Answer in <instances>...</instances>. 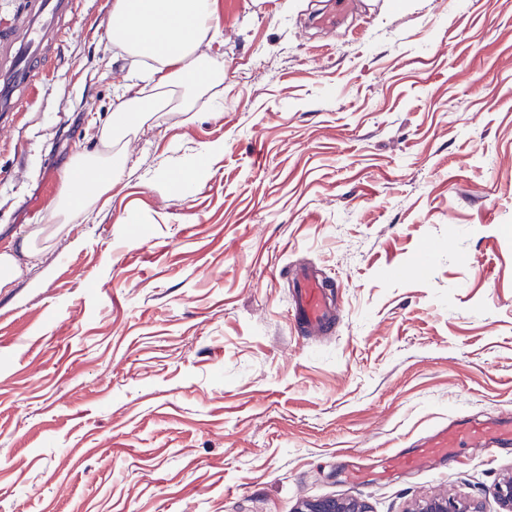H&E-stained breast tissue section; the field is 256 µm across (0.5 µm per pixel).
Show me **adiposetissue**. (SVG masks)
Segmentation results:
<instances>
[{
    "label": "adipose tissue",
    "instance_id": "adipose-tissue-1",
    "mask_svg": "<svg viewBox=\"0 0 512 512\" xmlns=\"http://www.w3.org/2000/svg\"><path fill=\"white\" fill-rule=\"evenodd\" d=\"M214 13L215 0H113L110 39L136 66L116 88L120 102L100 130L102 151L74 155L65 166L57 214L87 217L106 208L128 162L126 153L112 151V144L165 108L175 89L202 93L222 82V64L200 51L213 42ZM138 82L153 86L150 100L128 98ZM41 234V229H34L14 250L0 252V289L22 275L20 258H37Z\"/></svg>",
    "mask_w": 512,
    "mask_h": 512
}]
</instances>
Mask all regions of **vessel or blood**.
<instances>
[{"label": "vessel or blood", "instance_id": "obj_1", "mask_svg": "<svg viewBox=\"0 0 512 512\" xmlns=\"http://www.w3.org/2000/svg\"><path fill=\"white\" fill-rule=\"evenodd\" d=\"M71 12L72 0H26L13 24L0 29V117L19 111L22 92L47 76V64L61 38L60 22ZM295 315L311 334L331 325L332 302L314 272L299 275ZM511 442V418L483 423L453 422L427 435L414 451L389 456L384 471L420 472L434 460L454 456L457 448L469 444L496 448Z\"/></svg>", "mask_w": 512, "mask_h": 512}]
</instances>
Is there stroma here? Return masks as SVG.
<instances>
[{"mask_svg":"<svg viewBox=\"0 0 512 512\" xmlns=\"http://www.w3.org/2000/svg\"><path fill=\"white\" fill-rule=\"evenodd\" d=\"M322 4L217 0L223 83L131 132L110 205L0 290V512H498L512 447L350 472L512 414V0H373L330 32ZM111 11L75 0L4 118L0 250L99 148L131 67ZM296 266L339 287L327 335ZM407 512H481L476 507L464 501L445 497L432 496L419 500ZM296 512H370V510L362 501L355 498H328L306 501Z\"/></svg>","mask_w":512,"mask_h":512,"instance_id":"stroma-1","label":"stroma"}]
</instances>
